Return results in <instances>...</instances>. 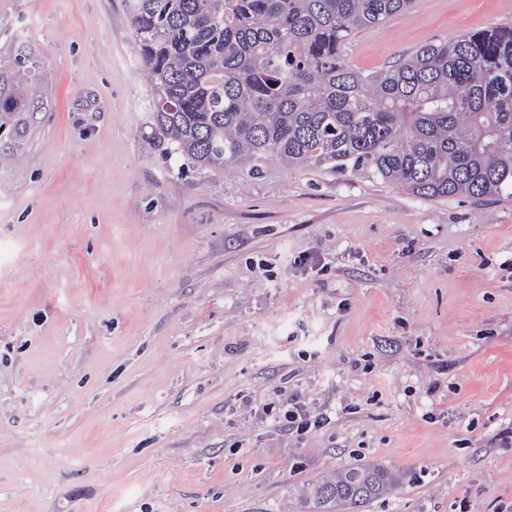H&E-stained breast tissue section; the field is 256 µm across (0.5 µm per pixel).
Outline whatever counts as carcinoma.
Returning <instances> with one entry per match:
<instances>
[{
  "instance_id": "carcinoma-1",
  "label": "carcinoma",
  "mask_w": 512,
  "mask_h": 512,
  "mask_svg": "<svg viewBox=\"0 0 512 512\" xmlns=\"http://www.w3.org/2000/svg\"><path fill=\"white\" fill-rule=\"evenodd\" d=\"M412 0H128L158 132L193 163L274 154L380 178L425 199L512 197V24L427 43L395 67L351 69V36ZM42 102L0 79V117ZM380 466L327 476L306 512H359L388 493Z\"/></svg>"
}]
</instances>
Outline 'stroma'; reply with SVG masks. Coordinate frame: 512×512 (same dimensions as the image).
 I'll use <instances>...</instances> for the list:
<instances>
[{"label":"stroma","instance_id":"obj_1","mask_svg":"<svg viewBox=\"0 0 512 512\" xmlns=\"http://www.w3.org/2000/svg\"><path fill=\"white\" fill-rule=\"evenodd\" d=\"M512 23L413 0L364 73ZM0 512H302L362 464L365 512H512V197L425 199L279 157L194 164L155 128L124 0H0ZM326 423L296 433L288 399ZM0 79V120L2 116L8 122H12L15 133L19 134L26 129L28 112H38L42 102L35 97H26L21 92L19 85L10 82L1 74ZM395 475L380 466L345 469L309 486L303 495L307 512L362 511L371 500L388 493Z\"/></svg>","mask_w":512,"mask_h":512}]
</instances>
